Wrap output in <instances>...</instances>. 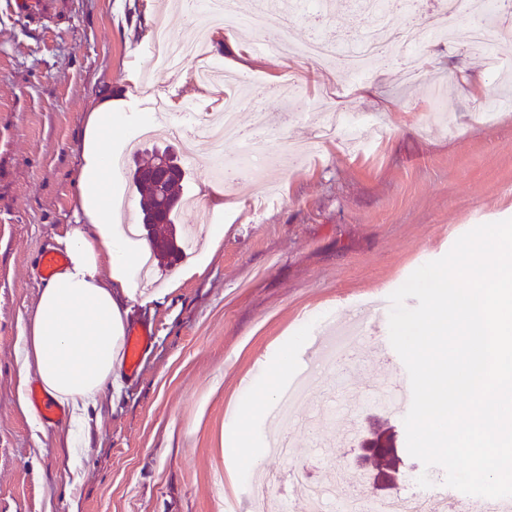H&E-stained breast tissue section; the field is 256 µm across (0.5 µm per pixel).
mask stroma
<instances>
[{
  "mask_svg": "<svg viewBox=\"0 0 512 512\" xmlns=\"http://www.w3.org/2000/svg\"><path fill=\"white\" fill-rule=\"evenodd\" d=\"M294 24L301 36L340 43L364 35L372 20L347 0H323L320 15ZM223 34L222 44L207 46L212 62L258 84L274 73L295 80L290 109L271 95L263 104L315 154L295 167L271 155L260 174L227 188L212 174L207 145L172 142L185 171L183 196L219 197L224 209L213 221L224 236L203 273L187 279L178 274L198 256H153L147 286L167 294L135 307L128 323L149 328L151 341L137 374L121 378L91 412L85 440L69 422L45 423L22 406L21 385L38 378L22 373L18 349L42 284L39 259L75 222L88 105L109 87L125 112L145 95L197 112L218 97H197V57L172 70L152 66L160 38L195 35L169 17L166 0H50L47 12L26 17L14 0H0V512H224L225 499L264 470L316 478L337 469L336 504L391 497L424 473L445 477L409 455L403 415L372 400L399 370L391 351L317 369L296 414L313 417L324 407L331 419L300 431L288 461L268 456L260 468L241 466L226 433L234 405L258 401L270 381L268 358L283 346L296 354L324 312L365 319L382 290L399 288L459 236L512 218V108L475 120L469 88L481 82L496 93V76L482 55L437 36L419 46L428 80L409 83L392 56L369 58L356 82L336 62L260 51L259 33ZM238 43L245 58L232 50ZM438 89L447 105L435 112ZM336 90L339 107L366 120L364 149L321 139L329 115L316 96ZM133 138L130 124L112 133L114 151L127 156L120 179L136 222L143 196L130 173L151 162L154 143L138 140L131 154Z\"/></svg>",
  "mask_w": 512,
  "mask_h": 512,
  "instance_id": "35a3bbf8",
  "label": "stroma"
}]
</instances>
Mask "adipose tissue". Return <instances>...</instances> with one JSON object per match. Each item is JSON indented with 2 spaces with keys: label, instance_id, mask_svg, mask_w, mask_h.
<instances>
[{
  "label": "adipose tissue",
  "instance_id": "obj_1",
  "mask_svg": "<svg viewBox=\"0 0 512 512\" xmlns=\"http://www.w3.org/2000/svg\"><path fill=\"white\" fill-rule=\"evenodd\" d=\"M127 119V113L114 110L108 93L89 108L74 180L76 222L56 239L66 262L41 287L24 332L23 369H35L44 394L70 405L76 420L120 376L122 338L133 305L160 297L130 277L131 267L150 254L151 246L126 247L112 203L118 178L108 143L113 129Z\"/></svg>",
  "mask_w": 512,
  "mask_h": 512
}]
</instances>
